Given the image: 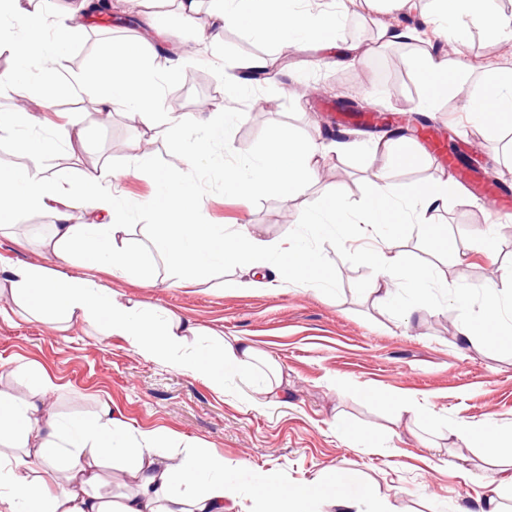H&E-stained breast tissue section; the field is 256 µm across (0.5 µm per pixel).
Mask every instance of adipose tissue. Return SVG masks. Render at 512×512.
<instances>
[{
	"instance_id": "ef3b65f1",
	"label": "adipose tissue",
	"mask_w": 512,
	"mask_h": 512,
	"mask_svg": "<svg viewBox=\"0 0 512 512\" xmlns=\"http://www.w3.org/2000/svg\"><path fill=\"white\" fill-rule=\"evenodd\" d=\"M180 19L188 26L208 30L210 44L221 42L226 26L248 20L258 32L290 45L299 36L305 45L322 52L336 50V20L344 14L343 0H327L313 12L301 0H220L217 8L200 14L198 0H173ZM436 18L461 26L479 21L505 41H512V18L499 14L494 0H436ZM50 0L34 8L32 0H0V44L14 55L15 65L35 72L43 82L56 84L62 75L59 56L67 49L73 26L53 22ZM407 65L424 81L426 101L454 90L458 75L447 59L422 52ZM91 71L105 75L98 93L103 112L120 107L136 114L148 129L166 127L183 132L182 163L195 171L219 166L224 181L241 192L259 196L277 192L300 194L317 179L326 164L325 146L299 140L292 134H277L273 146L262 156L238 157L223 103L207 108L206 114L158 112V73L141 48L126 45L109 49L92 60ZM470 125L494 131L512 125V70L491 74L476 97L464 106ZM20 150L31 163L0 169V227L9 228L24 210H48L57 222L43 248L55 263L45 268L27 263L11 267L6 281L11 305H0V317L12 309L56 324L90 321L111 335L125 337L131 346L149 358L173 369L207 379L214 389L224 388V366L240 369L241 379L265 398L282 397L280 366L249 340L234 336L219 341L217 351L191 348L196 326L157 307L121 301L111 289L91 278L67 275L65 266L82 261L105 266L113 274L138 273L150 280L149 261L128 240L122 222L126 203L115 188L121 173H87L78 189L70 190L41 175L37 163L52 147L51 142L17 138ZM131 170L152 175L156 190L147 203L159 216L155 252L177 269H206L215 264L250 268L249 279H233V288L264 285L263 258L278 251L287 259L289 277L298 282L320 264L316 253L290 244L278 246L258 239L248 225L226 232L219 224L198 223L194 213L195 182L189 177L172 178L157 172L151 154L133 159ZM454 183L438 179L432 187L406 186L396 194L389 171L377 174L376 189L356 211L348 214L342 200L328 193L319 211L304 212L302 224H345L349 241L360 244L364 259L378 272L370 292L375 304L384 306L405 288L421 290L432 279L430 268L409 267L402 252L380 234L383 224H415L429 238L439 237L441 225L427 222L428 212L447 206ZM84 216L72 220V211ZM512 292V267L498 269L489 285L488 297L477 321H465L459 334L469 344L480 337L505 334L504 323L512 320L506 297ZM455 444L464 448L512 446V432L503 433L492 422L458 421L450 431ZM167 436L155 430L131 432L110 408L78 426L62 425L40 394L16 399L0 389V512H116L103 493L101 468L113 457L129 458L134 490L117 512H249L234 483L225 481L221 454L197 448L181 458L169 456ZM254 497L271 505L272 512H301L304 501L320 497L315 486L296 487L284 482L254 487Z\"/></svg>"
}]
</instances>
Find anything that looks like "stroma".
Here are the masks:
<instances>
[{
	"label": "stroma",
	"instance_id": "1",
	"mask_svg": "<svg viewBox=\"0 0 512 512\" xmlns=\"http://www.w3.org/2000/svg\"><path fill=\"white\" fill-rule=\"evenodd\" d=\"M172 11L170 0H146L128 21L85 18L59 61L62 73L84 75L90 59L108 45L148 38L152 66L168 74L161 92L163 111L191 113L200 100H220L236 88L233 110L239 119L233 139L239 155L263 154L280 131L326 142L334 126L329 111L337 101L353 98L395 128L420 110L432 119L433 128L409 134L420 158L395 172L397 185L427 184L442 174L459 180L466 170L452 154L460 149L501 186L512 188V132L476 131L461 117L463 104L480 91L487 71L512 67V48H504L482 26L472 24L429 40L441 55L447 54L449 42L461 45L451 65L462 76L453 93L425 110V88L410 71L389 74L401 89L394 100L383 93L368 61L324 66L307 47L293 48L285 61L280 44L244 24L225 27L215 61L196 56L171 67L168 56L177 45L207 39L203 29L183 26ZM157 12L172 16L168 37L153 35ZM255 56L272 60V78L259 83L246 78L243 65ZM215 62L220 76L199 80V73ZM0 72L10 76L0 89V113L16 112L19 99H28L40 123L33 131L18 123L17 132L55 143L41 158L43 174L69 187L83 173L126 168L141 151L151 153L160 169L174 170L180 131L146 129L135 115L120 109L101 114L88 95L49 88L35 75L16 73L9 54L0 58ZM313 84L322 87V96H308ZM258 98L270 100V108L254 110ZM76 121L84 128L83 138L67 142L66 133ZM343 131L344 139L336 141L318 179L287 199L231 191L218 167L196 179L202 223L222 224L230 232L247 224L267 241L305 242L320 256L322 282L285 280L231 290L225 283L239 278V270L179 272L158 255L150 287L133 274L115 276L105 268L92 272L78 263L67 268L73 277L95 276L123 300L188 318L202 333L249 339L282 367L288 378L286 396L256 407L249 403L253 390L237 374H226L223 390L217 391L203 378L145 358L124 337L109 335L97 324L76 321L61 330L26 314L0 319V389L28 398L31 388L14 369L30 364L51 377L54 388L44 400L61 421L87 419L106 406L133 430L159 428L173 446L210 449L223 455L226 479L246 499L254 486L271 481L298 486L328 480L332 493L360 498L365 512H376L381 505L394 512H476L485 488L471 473L478 467L492 473L496 459L484 448L449 449L448 434L462 419L490 420L500 431L512 430V342L484 339L473 347L462 341L457 325L463 317H478L497 268L512 266V224L493 222L488 203L461 189L434 216L445 227L441 239L421 238L412 224L401 226L393 239L408 265L432 268L447 280V288L430 289L419 315L409 294L397 307H377L369 294L377 272L356 246L345 243L343 227L320 229L297 222L330 190L347 211H356L374 188L375 172L388 166L387 156L369 151L378 139L371 124L362 121ZM54 222L48 211L18 214L9 236L0 237V275L20 262L52 266L41 241ZM492 223L498 229L494 255L488 258L475 244ZM452 292L468 294V303L449 305ZM399 397L424 403L430 417L397 420Z\"/></svg>",
	"mask_w": 512,
	"mask_h": 512
}]
</instances>
